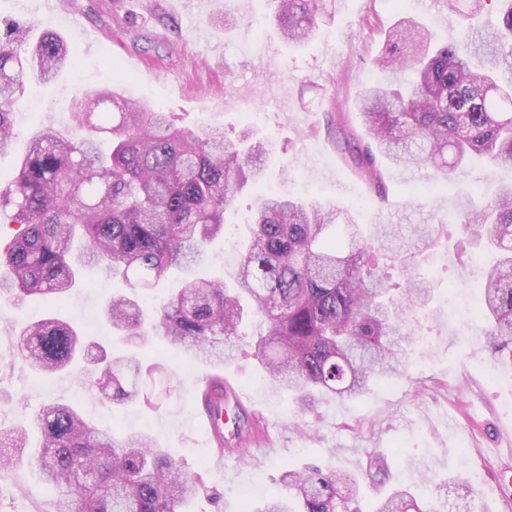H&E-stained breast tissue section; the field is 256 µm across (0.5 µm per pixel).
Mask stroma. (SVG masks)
<instances>
[{
    "mask_svg": "<svg viewBox=\"0 0 512 512\" xmlns=\"http://www.w3.org/2000/svg\"><path fill=\"white\" fill-rule=\"evenodd\" d=\"M267 10L266 0H58L52 9L45 0H0V23H36L62 36L79 60L77 68L46 84L24 78L21 103L31 113L15 116L20 141L47 121L67 126L74 98L113 87L120 98L172 113L181 126L220 124L231 138L247 125L248 114L260 113L259 129L276 140L267 186L313 202L353 204L363 224H425L469 202L471 187L486 186L487 173L478 165L467 169L455 190L436 193L426 189L427 169L386 163L381 197L341 150L336 112L355 111L364 86L401 88L409 78L371 65L387 30L403 16L397 0H345L330 24L297 48L264 24ZM69 13L97 31L94 46L67 31L63 18ZM369 14L376 18L371 32L362 28ZM412 14L443 41H454L464 26L441 0L429 7L418 0ZM254 196L253 187L244 188L235 215L213 241L211 276H235L242 217ZM424 272L435 285L433 312L418 319L421 341L410 347L403 375L371 383L358 398H328L304 412L272 387L249 346H240L231 363L206 364L174 357L156 340L148 344L143 366L162 367L170 396L157 407L138 400L115 409L82 376L40 377L17 362L19 327L45 317L50 305L36 301L17 308L0 301V425H30L45 404L75 399L101 429H148L188 473L200 477L203 488L191 512H239L243 488L258 503L278 496L288 466L314 462L361 472L373 450L384 455L390 480H363L364 507H375L392 486L411 484L422 468L434 478L427 493L442 500L454 497L457 477L469 480L473 493L460 502L461 512H512V470L501 473L492 465L500 451L512 448V362L494 357L469 314L479 298L478 267L460 264L438 243ZM79 279L61 316L122 353L104 311L124 285L103 281L93 268L81 269ZM211 374L231 382L244 413L260 420L275 443L266 453L250 444L225 455L220 473L211 468L214 450L192 403L194 389ZM48 496L32 471L0 472V512H41Z\"/></svg>",
    "mask_w": 512,
    "mask_h": 512,
    "instance_id": "1",
    "label": "stroma"
}]
</instances>
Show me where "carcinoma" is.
Instances as JSON below:
<instances>
[{"label": "carcinoma", "instance_id": "1", "mask_svg": "<svg viewBox=\"0 0 512 512\" xmlns=\"http://www.w3.org/2000/svg\"><path fill=\"white\" fill-rule=\"evenodd\" d=\"M495 19L481 20L485 0H444L452 14L473 20L460 37L439 44L412 18L387 33L372 59L381 70L409 71L403 90L373 84L356 94L355 117L370 143L350 158L361 177L383 191L376 154L397 167L427 166L432 186L446 189L478 157L494 171L512 168V0H498ZM280 35L294 46L328 17L325 0H271ZM14 24L0 38V154L16 139L11 119L29 71L45 82L74 64L63 39ZM115 90L74 100L67 132L46 125L26 142L11 184L0 187V223L17 233L0 248V300L29 296L53 303L77 285L79 268L95 267L130 290L154 288L168 271L187 272L182 288L147 320L137 300L109 301L112 329L129 346L153 336L174 353L202 362L227 361L247 339L272 386L302 402L353 399L380 376L401 373L417 333L413 322L433 299L420 258L453 226L497 254L480 271L482 302L474 319L500 357L512 358V183L499 185L479 209L467 205L430 224H359L339 202L285 198L260 185L276 144L243 128L236 140L219 129L176 125L148 105L103 112ZM257 186L250 236L233 284L201 275L206 247L247 185ZM15 359L36 374H57L88 361L87 384L107 401L138 399L126 388L140 376L136 355L92 353L79 330L56 316L25 325ZM42 441L24 429H0V464L36 467L50 492L41 512H183L200 479L156 447L146 431L118 438L89 423L69 402L45 405L34 418ZM365 475L383 483L384 460L368 456ZM282 496L241 512H361L358 476L308 465L289 468ZM420 505L410 488L393 490L376 512H457Z\"/></svg>", "mask_w": 512, "mask_h": 512}]
</instances>
